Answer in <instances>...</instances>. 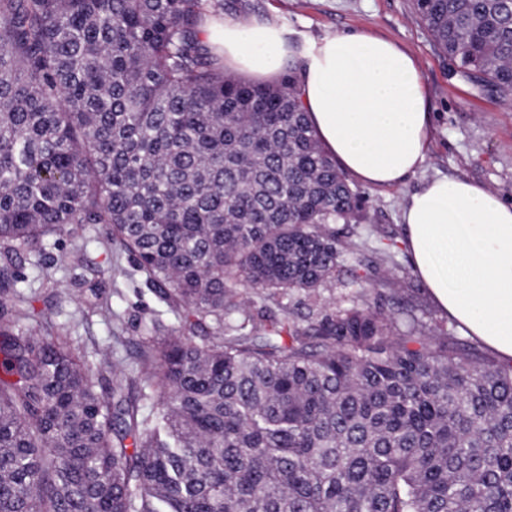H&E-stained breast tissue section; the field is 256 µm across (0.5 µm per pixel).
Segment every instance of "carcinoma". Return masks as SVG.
Instances as JSON below:
<instances>
[{
	"label": "carcinoma",
	"mask_w": 512,
	"mask_h": 512,
	"mask_svg": "<svg viewBox=\"0 0 512 512\" xmlns=\"http://www.w3.org/2000/svg\"><path fill=\"white\" fill-rule=\"evenodd\" d=\"M412 6L512 92V0ZM253 13L0 0V512H512V363L361 291L321 303L368 214L294 63L252 83L203 38ZM89 224L164 305L106 385L65 326L22 327L21 254ZM297 293L307 325L271 321Z\"/></svg>",
	"instance_id": "cac0c4a2"
}]
</instances>
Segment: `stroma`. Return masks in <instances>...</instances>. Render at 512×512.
Here are the masks:
<instances>
[{
	"label": "stroma",
	"instance_id": "obj_1",
	"mask_svg": "<svg viewBox=\"0 0 512 512\" xmlns=\"http://www.w3.org/2000/svg\"><path fill=\"white\" fill-rule=\"evenodd\" d=\"M263 21L278 24L292 41L327 33L359 31L389 37L415 56L428 89L432 112V145L423 169L393 188L362 186L368 223L356 226L361 236L388 244L389 253L363 249L347 255L336 282L322 292L331 306L353 287L380 292L385 309L413 307L426 335L446 317L432 303L415 274L404 242L401 213L407 197L424 180L458 176L486 185L501 200L512 201V94L478 91L456 74L453 64L435 45L416 16L411 0H252ZM106 229L94 225L93 239L64 238L51 246L41 275L48 280L36 289L37 313L70 324V342L86 353L104 379L97 352L105 348L130 358L142 324L161 305L141 282L128 258H116L101 245ZM83 248L86 263L80 280L64 278L60 258Z\"/></svg>",
	"mask_w": 512,
	"mask_h": 512
}]
</instances>
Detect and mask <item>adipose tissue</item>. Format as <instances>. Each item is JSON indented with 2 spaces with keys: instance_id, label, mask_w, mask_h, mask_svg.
Returning <instances> with one entry per match:
<instances>
[{
  "instance_id": "ef3b65f1",
  "label": "adipose tissue",
  "mask_w": 512,
  "mask_h": 512,
  "mask_svg": "<svg viewBox=\"0 0 512 512\" xmlns=\"http://www.w3.org/2000/svg\"><path fill=\"white\" fill-rule=\"evenodd\" d=\"M208 39L225 68L275 79L302 63V101L319 141L360 183L403 184L431 143L427 89L415 58L396 42L336 32L299 43L283 28L228 18ZM414 270L458 328L512 361V203L485 186L444 176L424 182L402 214Z\"/></svg>"
}]
</instances>
